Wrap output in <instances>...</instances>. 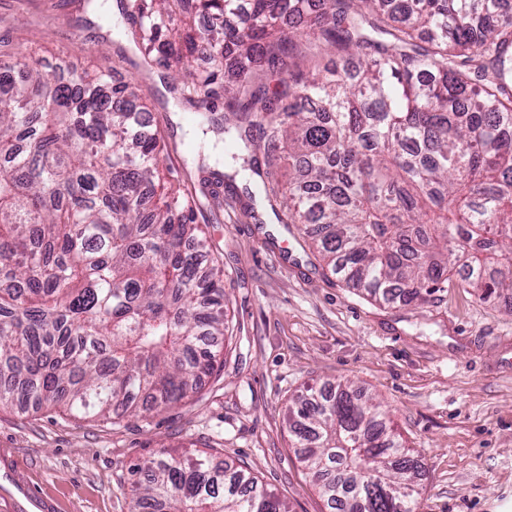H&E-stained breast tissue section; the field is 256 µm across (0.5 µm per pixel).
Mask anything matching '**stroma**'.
Wrapping results in <instances>:
<instances>
[{"instance_id":"35a3bbf8","label":"stroma","mask_w":512,"mask_h":512,"mask_svg":"<svg viewBox=\"0 0 512 512\" xmlns=\"http://www.w3.org/2000/svg\"><path fill=\"white\" fill-rule=\"evenodd\" d=\"M118 2L0 0V45L47 69L68 50L136 80L165 165L208 218L233 350L220 379L147 423L0 408V448L58 512H132L136 465L166 450L246 464L290 512H330L296 458L286 414L306 387L350 379L415 448L422 512H512V299L484 303L452 288L435 303L383 305L348 287L268 207L245 209L255 181L237 174L235 144L192 131L170 70L145 62ZM208 168L235 174L234 190L212 198Z\"/></svg>"}]
</instances>
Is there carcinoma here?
<instances>
[{"label":"carcinoma","instance_id":"1","mask_svg":"<svg viewBox=\"0 0 512 512\" xmlns=\"http://www.w3.org/2000/svg\"><path fill=\"white\" fill-rule=\"evenodd\" d=\"M500 2L128 0L127 14L146 62L183 74L196 130L238 143L239 171L260 179L278 223L347 284L409 306L450 288L512 297ZM241 13L245 25L229 23ZM132 96L130 81L84 69L61 85L0 51L1 407L146 421L224 365V269L191 250L198 206L159 176L161 138ZM288 425L335 512H421L423 465L350 383L308 389ZM137 473L134 512H288L250 469L205 453Z\"/></svg>","mask_w":512,"mask_h":512}]
</instances>
